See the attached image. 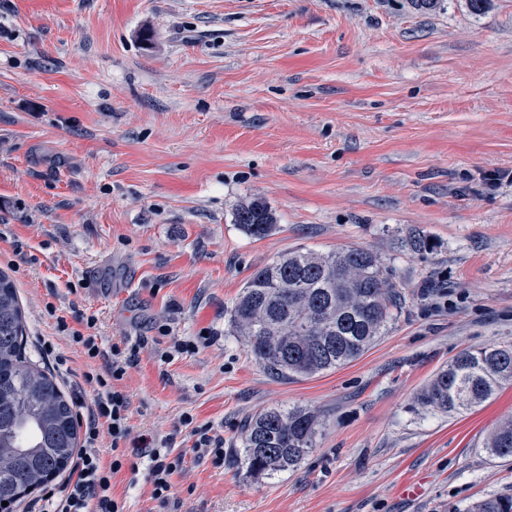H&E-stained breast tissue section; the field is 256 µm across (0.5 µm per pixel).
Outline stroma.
<instances>
[{"label": "stroma", "mask_w": 512, "mask_h": 512, "mask_svg": "<svg viewBox=\"0 0 512 512\" xmlns=\"http://www.w3.org/2000/svg\"><path fill=\"white\" fill-rule=\"evenodd\" d=\"M511 169L512 0H0V270L23 353L68 394L88 361L58 319L146 339L121 382L134 435L190 447L188 413L224 437L223 465L190 457L176 476L180 512H467L512 495V461L486 451L512 385L458 415L416 400L460 351L512 345V186L482 183ZM253 200L277 218L260 239L233 222ZM350 247L381 256L402 310L352 362L271 376L230 325L247 278ZM166 333L215 342L164 361ZM296 406L323 419L314 450L250 476L245 419ZM113 492L158 512L143 474Z\"/></svg>", "instance_id": "35a3bbf8"}]
</instances>
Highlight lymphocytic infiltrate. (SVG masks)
I'll return each mask as SVG.
<instances>
[{"mask_svg": "<svg viewBox=\"0 0 512 512\" xmlns=\"http://www.w3.org/2000/svg\"><path fill=\"white\" fill-rule=\"evenodd\" d=\"M95 324V318H87L85 330L80 331L69 327L66 320L57 322L93 366L84 372L85 388L75 398L84 413L83 444L68 474L38 501L37 512H126L124 501L112 492V481L122 469L137 471V464L128 461L132 447L148 459L146 481L152 499L161 512H174L179 506L174 477L183 470L186 455L173 452L172 437L133 436L131 400L118 386L128 368L137 363L145 342L103 344L89 333ZM105 441L110 444L106 453L101 450Z\"/></svg>", "mask_w": 512, "mask_h": 512, "instance_id": "f902f5d3", "label": "lymphocytic infiltrate"}]
</instances>
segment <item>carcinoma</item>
Segmentation results:
<instances>
[{"label":"carcinoma","mask_w":512,"mask_h":512,"mask_svg":"<svg viewBox=\"0 0 512 512\" xmlns=\"http://www.w3.org/2000/svg\"><path fill=\"white\" fill-rule=\"evenodd\" d=\"M234 223L254 238L276 227L266 204L236 208ZM402 296L380 257L349 248L319 254L295 250L255 270L231 311L234 333L269 374L290 379L335 369L363 354L387 329ZM24 316L15 287L0 271V502L46 483L71 462L78 432L73 407L45 371L21 352ZM512 384V347L462 350L418 396L427 407L461 414ZM322 419L309 408H267L250 416L243 448L248 473L259 478L292 470L311 453ZM512 458V419L486 446ZM470 512H512V496H490Z\"/></svg>","instance_id":"obj_1"}]
</instances>
